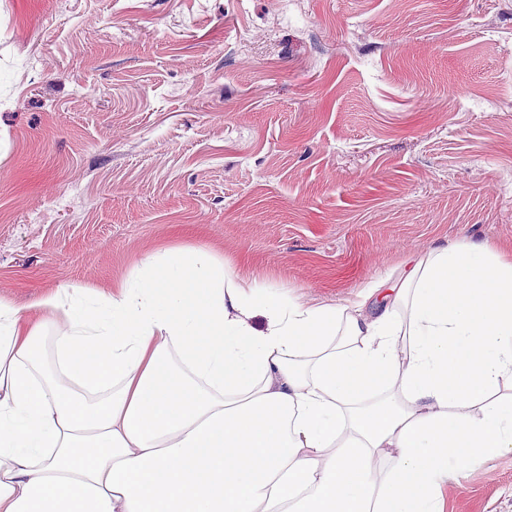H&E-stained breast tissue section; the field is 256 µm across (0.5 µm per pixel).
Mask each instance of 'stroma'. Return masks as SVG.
I'll use <instances>...</instances> for the list:
<instances>
[{"instance_id": "stroma-1", "label": "stroma", "mask_w": 512, "mask_h": 512, "mask_svg": "<svg viewBox=\"0 0 512 512\" xmlns=\"http://www.w3.org/2000/svg\"><path fill=\"white\" fill-rule=\"evenodd\" d=\"M290 3L0 0V299L36 321L183 247L334 304L512 249V0ZM440 493L512 512V452Z\"/></svg>"}]
</instances>
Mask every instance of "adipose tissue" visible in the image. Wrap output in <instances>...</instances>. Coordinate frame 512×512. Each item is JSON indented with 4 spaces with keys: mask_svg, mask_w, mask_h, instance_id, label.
I'll list each match as a JSON object with an SVG mask.
<instances>
[{
    "mask_svg": "<svg viewBox=\"0 0 512 512\" xmlns=\"http://www.w3.org/2000/svg\"><path fill=\"white\" fill-rule=\"evenodd\" d=\"M0 300V512H442L512 451V257L465 239L348 304L174 248L103 302Z\"/></svg>",
    "mask_w": 512,
    "mask_h": 512,
    "instance_id": "ef3b65f1",
    "label": "adipose tissue"
}]
</instances>
